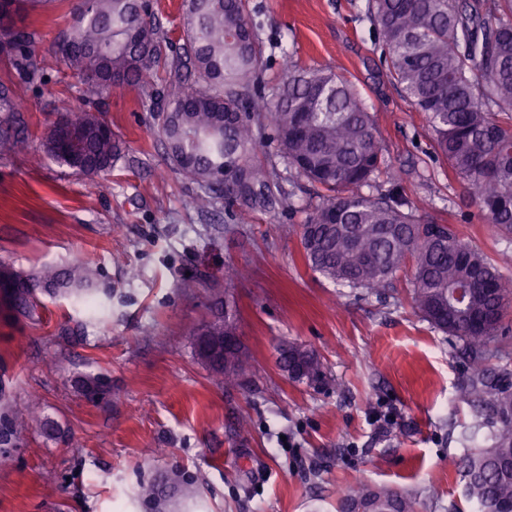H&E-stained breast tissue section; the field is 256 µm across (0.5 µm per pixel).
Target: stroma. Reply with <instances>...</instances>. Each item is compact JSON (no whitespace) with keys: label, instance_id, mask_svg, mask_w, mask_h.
<instances>
[{"label":"stroma","instance_id":"1","mask_svg":"<svg viewBox=\"0 0 512 512\" xmlns=\"http://www.w3.org/2000/svg\"><path fill=\"white\" fill-rule=\"evenodd\" d=\"M73 3L50 0L25 16L42 35L48 78L16 90L27 153L0 150V262L26 272L87 262L112 295L100 319L47 296L35 320L0 314V383L25 420L15 444L0 446V512H337L339 493L360 485L413 494L419 512H470L454 461L481 411L455 398L464 345L421 318L411 267L380 297L310 270L299 226L313 189L289 171L270 186L272 207L223 195L198 210V186L172 169L154 102L137 88L113 90L102 107L126 144L112 170L84 177L44 154L43 135L79 86L51 49ZM366 3L248 0L263 85L284 82L288 53L347 80L423 221L452 225L512 280V240L480 214L470 185L437 155L425 114L393 84ZM216 288L253 365L232 390L212 379L188 334ZM286 341L318 354L322 384L289 380L279 367ZM86 373L109 377L111 393L83 397L75 381ZM48 421L58 438L44 433ZM175 471L182 481L157 505L136 496Z\"/></svg>","mask_w":512,"mask_h":512}]
</instances>
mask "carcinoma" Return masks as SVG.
Masks as SVG:
<instances>
[{"label": "carcinoma", "mask_w": 512, "mask_h": 512, "mask_svg": "<svg viewBox=\"0 0 512 512\" xmlns=\"http://www.w3.org/2000/svg\"><path fill=\"white\" fill-rule=\"evenodd\" d=\"M46 0H0V63L11 72L0 82V122L17 123L11 84L43 76L36 55L39 32L17 16ZM246 0H185L182 43L176 45L142 0H79L72 25L54 40L55 54L79 78L76 104L58 122L81 131L73 145L54 125L44 153L73 173L95 176L112 169L123 143L94 110L126 86L154 100L168 158L201 193L206 211L226 188L252 206L269 205L274 171L251 163L273 140L286 168L317 189L318 201L300 225L306 264L349 288L378 293L396 271L414 261L413 299L433 328L463 341L468 351L458 398L478 403L487 417L466 430L470 444L457 461L467 499L479 512H512V395L488 381L487 348L512 307L505 282L481 251L448 224H424L397 185L365 195L388 173L374 116L347 81L296 64L270 98L258 81L262 47ZM367 14L390 78L419 112L427 114L435 149L448 168L474 189L487 221L512 236V0H367ZM272 128V138L265 130ZM103 287L84 263L43 265L22 272L0 263V311L35 319L42 295H65L94 313ZM453 288L469 289L466 301ZM212 318L190 331L194 353L227 389L243 386L251 364L224 300ZM290 380L323 382L318 355L290 342L280 349ZM89 400L110 391L100 374L76 381ZM21 421L0 418V444L11 442ZM371 512H417V499L387 487L361 485L342 498L340 512L357 503Z\"/></svg>", "instance_id": "carcinoma-1"}]
</instances>
